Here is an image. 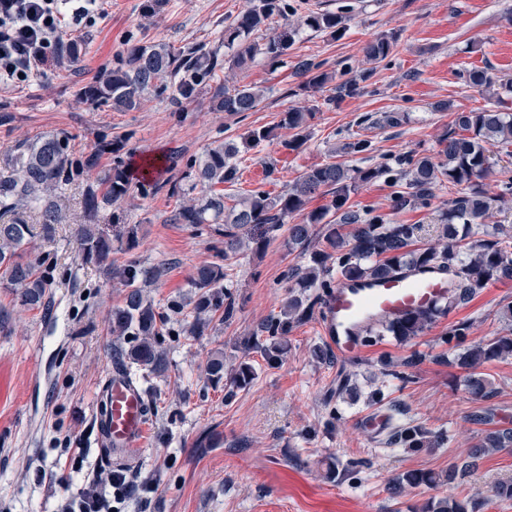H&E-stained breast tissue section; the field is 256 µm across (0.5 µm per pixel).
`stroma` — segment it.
<instances>
[{
    "label": "stroma",
    "mask_w": 512,
    "mask_h": 512,
    "mask_svg": "<svg viewBox=\"0 0 512 512\" xmlns=\"http://www.w3.org/2000/svg\"><path fill=\"white\" fill-rule=\"evenodd\" d=\"M303 10H352L342 38L302 30L288 51L289 61L311 57L327 71L361 69V49L377 36L395 32L397 48L388 65L362 83L361 92L334 104L324 93L303 94L290 69H273L258 61L239 72L238 81L267 88L258 111L243 115L211 111L208 97L191 102L172 98L147 101L137 111L115 112L109 106L79 101L78 91L129 41H164L174 47H215L224 22L249 6V0H103L104 12L79 32L63 27L64 40L77 43L80 60L71 68L48 64L21 88L0 86V164L17 145L50 134H69L75 152L89 151L98 139L127 140L124 160L133 166L159 159L154 187L137 189L123 203L126 232L112 244V264L138 261L163 269L151 288L157 312L169 316L170 332L162 347L164 374L143 375L141 387H152L148 433L130 458L102 446L94 428L95 393L116 362L108 318L121 305L122 288L107 266L82 262L74 235L83 220L84 193L91 181L81 176L62 193L64 221L51 239H36L34 254L43 258L51 280L46 307L13 306L0 288V308L11 320L0 326V360L14 366V400L0 410V512H56L64 493L77 492L95 470L119 468L127 478L150 481L151 492L125 497L117 512H415L427 499L444 496L484 501L482 512H512L495 500L492 486L512 478V453L485 457L460 486L409 489L392 494L395 478L409 469L439 471L466 457L487 428H512V360L487 365L497 394L491 399V425L475 423L481 407L466 390L460 368L441 361L440 342L449 327L469 320L472 340H489L506 329L499 310L512 302V284L486 288L467 304L453 307L418 338L401 344L393 338L364 347L356 359H313L324 346L316 319L293 326L288 356L276 368L253 354L252 385L225 400L223 389L207 383L203 366L215 348L226 362L242 357L245 336L288 294V268L305 264L299 250L276 237L263 251H244L232 261L236 310L227 321H213L201 336L184 333L185 315L172 313L170 300L189 294L195 267L221 262L223 237L197 233L167 218L180 203L165 189L172 166L201 156L216 139L240 138L250 128L271 126L289 108L317 106L313 136L299 151L280 143L244 154L233 194L262 189L276 194L305 170L336 160L366 166L410 152L432 154L438 138L452 125L456 111L483 103L464 86L459 70L468 63L491 65L512 77V0H300ZM152 20H145L147 7ZM449 101L451 112L433 111V103ZM401 112L397 127L360 129L361 116ZM372 140L364 154H330L354 133ZM276 172L266 175V162ZM384 182L360 188L351 202L360 210L386 213L394 224H433L440 207L452 198L450 188L436 191L429 206L394 210ZM420 351L422 361L407 367L412 378L390 396L409 416L445 435L442 447L414 452L381 444L365 433L362 417L373 413L366 392L378 375L383 356L403 358ZM352 375L363 396L337 401L338 373ZM213 439V448L198 444ZM360 459L358 479L328 477L330 462Z\"/></svg>",
    "instance_id": "1"
}]
</instances>
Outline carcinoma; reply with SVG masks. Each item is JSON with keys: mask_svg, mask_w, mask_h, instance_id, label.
Segmentation results:
<instances>
[{"mask_svg": "<svg viewBox=\"0 0 512 512\" xmlns=\"http://www.w3.org/2000/svg\"><path fill=\"white\" fill-rule=\"evenodd\" d=\"M278 16L282 23L275 29L267 25ZM288 0H250V7L224 26V56L202 46L186 49L166 43H132L115 57L112 67L98 72L92 83L84 87L80 97L86 101L109 105L114 112H131L142 107L151 96L167 92L179 100L192 101L202 91L210 94V108L215 112L238 115L254 112L264 100L266 89L250 84H210L215 72L227 68L237 71L257 60L272 67L285 64L288 49L303 28L342 37L346 17L330 12H312L293 20ZM398 34H382L367 42L363 57L372 68L360 72L345 70L336 75L322 69L312 58H300L293 65L295 75L302 78L300 89L321 92L332 86L333 94L325 99L331 104L359 92V83L367 80L374 66L396 49ZM464 85L477 90L486 105L477 110L457 113L452 127L438 139L439 150L433 155L411 154L396 161V166L377 162L364 167L329 162L312 167L278 195L253 190L231 197L221 186L231 187L239 179L240 153L256 149L274 140V129H285L291 137L281 145L291 151L302 148L311 138V120L316 108H291L281 113L276 127L260 126L248 130L241 141L216 139L197 159L187 164L182 179L172 181L171 192L183 198L172 212L170 222L187 224L196 231L208 228L224 236V259L248 245L257 251L265 249L277 236L287 232L290 248L308 252L304 267L288 270L293 282L279 312L267 316L248 337L250 349L261 353L270 367L283 361L287 352L285 337L296 324L308 320L324 294L338 281L355 282L378 279L399 273L439 269L448 272V302L432 311L416 312L389 322H375L367 328L366 342L392 336L399 342H410L429 328L435 317L450 307L471 301L488 286L512 282V234L500 224H486L485 217L512 196V168L498 170L499 193L491 195L484 180L494 167L490 148L497 147L506 157L512 156V79L500 76L487 67L471 66L459 72ZM66 135L37 139L13 153L0 172V286L13 297L14 304L26 309L44 306L50 279L40 267L43 259L32 257L31 243L37 237L49 239L60 223L56 195L79 173L100 167L102 157L112 153V167L102 170L97 188H88L84 199L86 223L75 235L76 252L85 261L112 262V238L100 231L96 219L106 205L117 206L130 196L131 176L123 159L127 141H100L88 154L79 157L69 146ZM384 181L393 188L391 206L395 210L416 208L434 196V190L446 183L458 188L456 196L439 210L437 223L392 224L384 214L358 210L349 205L351 193L359 187ZM199 191V196L192 193ZM318 196L330 197L322 207L308 209ZM233 199L227 205V199ZM297 218L290 224L288 219ZM322 233L323 246H312L317 233ZM436 235L438 245L422 247L418 241ZM125 293L122 305L110 314L114 349L122 357L127 370H145L161 374L167 359L161 347L165 318L156 312L147 288L158 281L161 268L147 269L135 261L111 269ZM192 296L176 302V313L190 309L192 321L184 333L202 336L215 315L231 318L235 311L234 287L228 267L206 263L191 275ZM472 323L462 321L448 329L442 343L448 352L442 354L448 364L466 372L468 392L487 401L496 391L482 367L512 358V328L487 341L470 342ZM415 350L398 360L382 361L381 375L405 384L408 377L401 368L422 360ZM206 381L213 387L224 386V401L246 388L256 375L249 357L241 359L231 372H224V349L212 352L204 368ZM387 417L386 444L420 451L434 448L444 441L420 423H393ZM512 452V428L491 430L481 443L470 449L461 462L447 470L412 469L399 474L394 493L405 488L432 489L452 484L468 476L478 462L492 453ZM474 499L443 497L428 499L421 512H479Z\"/></svg>", "mask_w": 512, "mask_h": 512, "instance_id": "cac0c4a2", "label": "carcinoma"}]
</instances>
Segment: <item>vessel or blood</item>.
Segmentation results:
<instances>
[{
    "label": "vessel or blood",
    "instance_id": "obj_1",
    "mask_svg": "<svg viewBox=\"0 0 512 512\" xmlns=\"http://www.w3.org/2000/svg\"><path fill=\"white\" fill-rule=\"evenodd\" d=\"M448 295V278L436 273L341 284L325 296L318 329L344 360L361 351L358 332L370 319L400 316L436 305ZM96 427L104 445L127 456L139 448L148 428L143 391L122 367H112L97 396Z\"/></svg>",
    "mask_w": 512,
    "mask_h": 512
}]
</instances>
